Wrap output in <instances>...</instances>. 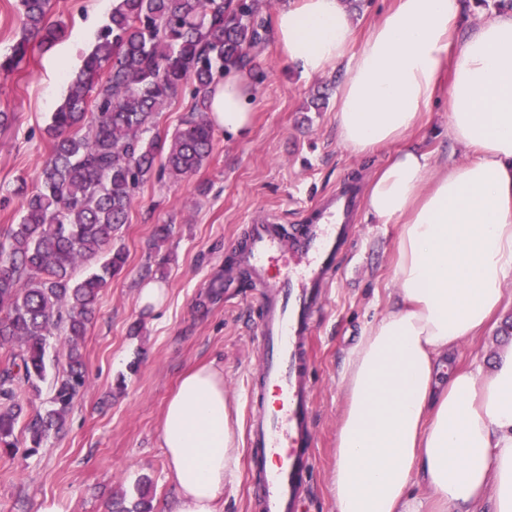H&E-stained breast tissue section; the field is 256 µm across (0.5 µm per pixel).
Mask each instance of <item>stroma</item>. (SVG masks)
<instances>
[{"label": "stroma", "instance_id": "obj_1", "mask_svg": "<svg viewBox=\"0 0 512 512\" xmlns=\"http://www.w3.org/2000/svg\"><path fill=\"white\" fill-rule=\"evenodd\" d=\"M110 13L100 0H51L49 18L64 25L65 37L48 49L32 45L18 69L0 71V110L16 115L14 124L0 131V229L19 221L15 188L38 186L50 148L45 129L56 110L48 92L60 55H68L71 71H78L94 44L77 40V33L101 30ZM252 64L251 129L239 136L216 129L213 152L201 169L179 181L151 180L136 194L129 220L113 240L125 251L126 265L100 295L82 344L89 385L65 428L43 448L22 447L14 456L0 457V512H39L48 502L59 512H108L113 498H135V484L144 476L151 480L155 512H173L175 490L167 475L160 418L182 374L209 364L224 373L237 459L217 512H249L246 394L264 356L253 335L260 310L246 288L224 289L212 300L209 283L251 219L273 213L282 224L299 223L306 208L342 184L365 191L391 155L387 149L372 156L345 149L336 132L335 99L322 109L311 108L317 89L338 91L344 70L302 78L272 36L254 53ZM405 143L427 154L437 172L471 159L449 133L444 95ZM160 224L172 225L173 233L157 250L153 237ZM353 225V241L315 317L309 343L316 447L302 512H337L333 477L345 407L344 362L364 330L389 311L398 288L393 278L398 225L374 223L362 210ZM162 252L170 256L162 278L167 296L161 307L148 310L139 304L142 274ZM508 322L512 280L504 309L456 350L453 366L490 369L512 346V336L502 332Z\"/></svg>", "mask_w": 512, "mask_h": 512}]
</instances>
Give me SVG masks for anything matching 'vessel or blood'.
<instances>
[{"mask_svg":"<svg viewBox=\"0 0 512 512\" xmlns=\"http://www.w3.org/2000/svg\"><path fill=\"white\" fill-rule=\"evenodd\" d=\"M358 205L357 190L345 184L302 225L282 228L272 214L254 219L226 268L227 283L249 278L262 311L265 360L249 389L245 427L253 512H300L314 444L306 343Z\"/></svg>","mask_w":512,"mask_h":512,"instance_id":"b4317fda","label":"vessel or blood"}]
</instances>
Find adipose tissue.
Wrapping results in <instances>:
<instances>
[{
	"instance_id": "1",
	"label": "adipose tissue",
	"mask_w": 512,
	"mask_h": 512,
	"mask_svg": "<svg viewBox=\"0 0 512 512\" xmlns=\"http://www.w3.org/2000/svg\"><path fill=\"white\" fill-rule=\"evenodd\" d=\"M460 0H397L363 41L345 0H289L274 19L301 77L345 68L336 95L340 142L356 154L398 144L366 194L379 224L399 225V299L370 325L343 372L345 407L333 490L337 512H512V350L490 372L448 358L502 309L512 278V11L460 33ZM448 77V126L470 162L433 174L399 142ZM255 82L243 68L211 93L210 119L238 136L252 124ZM174 512H215L235 462L224 373H185L160 425Z\"/></svg>"
}]
</instances>
